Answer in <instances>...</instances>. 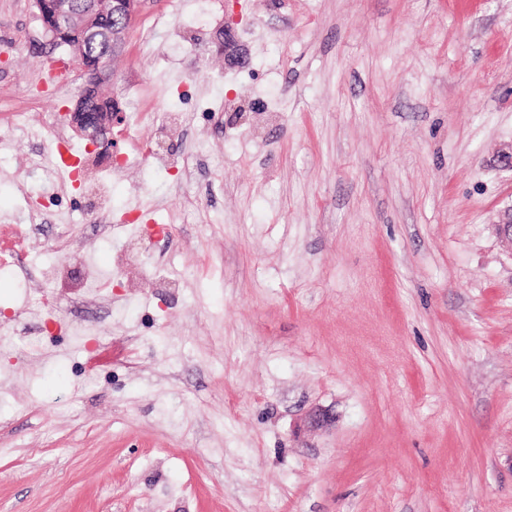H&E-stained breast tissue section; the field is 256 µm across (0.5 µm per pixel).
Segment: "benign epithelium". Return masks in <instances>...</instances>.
Masks as SVG:
<instances>
[{"mask_svg":"<svg viewBox=\"0 0 512 512\" xmlns=\"http://www.w3.org/2000/svg\"><path fill=\"white\" fill-rule=\"evenodd\" d=\"M36 17L44 34L57 46L69 48L68 64L82 69L88 48L99 49L96 80L109 78L110 62L125 45V36L138 9V0H33ZM110 12L115 24L110 28L99 25L100 15ZM126 124L124 113L108 112L93 125L75 123L92 152L99 148L114 149L112 128Z\"/></svg>","mask_w":512,"mask_h":512,"instance_id":"7a95c632","label":"benign epithelium"}]
</instances>
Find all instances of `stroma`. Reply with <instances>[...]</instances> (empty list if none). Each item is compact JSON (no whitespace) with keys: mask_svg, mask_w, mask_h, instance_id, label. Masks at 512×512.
<instances>
[{"mask_svg":"<svg viewBox=\"0 0 512 512\" xmlns=\"http://www.w3.org/2000/svg\"><path fill=\"white\" fill-rule=\"evenodd\" d=\"M67 57L0 0V512H512V0H142L105 92L185 125L64 186Z\"/></svg>","mask_w":512,"mask_h":512,"instance_id":"stroma-1","label":"stroma"}]
</instances>
